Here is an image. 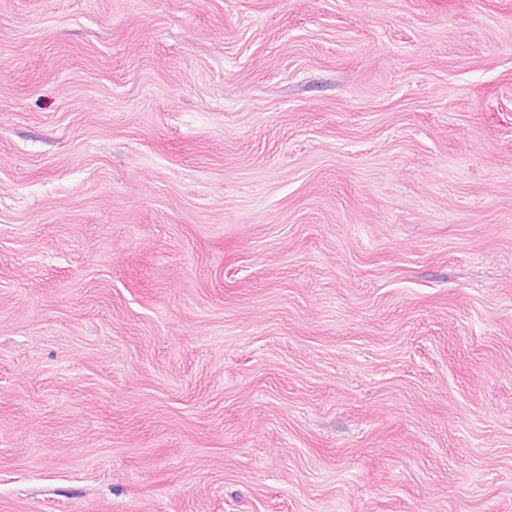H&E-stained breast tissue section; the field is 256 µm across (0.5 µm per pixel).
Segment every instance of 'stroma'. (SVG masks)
Masks as SVG:
<instances>
[{
	"mask_svg": "<svg viewBox=\"0 0 512 512\" xmlns=\"http://www.w3.org/2000/svg\"><path fill=\"white\" fill-rule=\"evenodd\" d=\"M0 512H512V0H0Z\"/></svg>",
	"mask_w": 512,
	"mask_h": 512,
	"instance_id": "stroma-1",
	"label": "stroma"
}]
</instances>
